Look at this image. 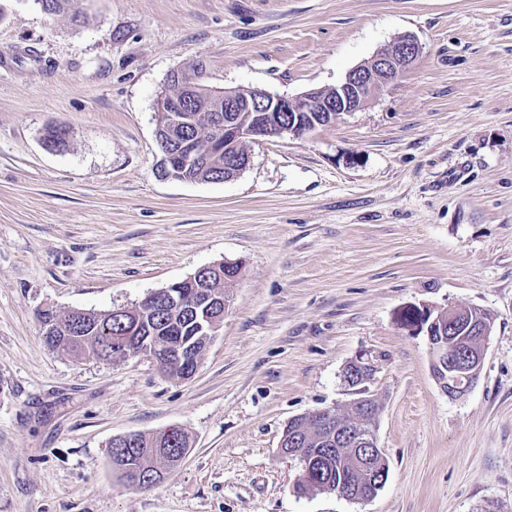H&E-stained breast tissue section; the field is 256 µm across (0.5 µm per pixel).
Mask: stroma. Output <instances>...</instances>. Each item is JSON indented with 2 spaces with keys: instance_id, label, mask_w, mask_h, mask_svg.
<instances>
[{
  "instance_id": "stroma-1",
  "label": "stroma",
  "mask_w": 512,
  "mask_h": 512,
  "mask_svg": "<svg viewBox=\"0 0 512 512\" xmlns=\"http://www.w3.org/2000/svg\"><path fill=\"white\" fill-rule=\"evenodd\" d=\"M405 34L421 54L363 109L250 144L225 182L159 175L171 73L296 96ZM218 262L240 272L190 378L44 342V310L131 306ZM410 303L493 314L463 399L396 324ZM359 356L386 483L298 491L284 428L344 409ZM170 428L181 463L120 482L113 437ZM0 512H512V0H0Z\"/></svg>"
}]
</instances>
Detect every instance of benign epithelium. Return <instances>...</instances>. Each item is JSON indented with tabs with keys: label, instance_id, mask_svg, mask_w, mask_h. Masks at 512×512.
Masks as SVG:
<instances>
[{
	"label": "benign epithelium",
	"instance_id": "obj_1",
	"mask_svg": "<svg viewBox=\"0 0 512 512\" xmlns=\"http://www.w3.org/2000/svg\"><path fill=\"white\" fill-rule=\"evenodd\" d=\"M420 53L417 38L403 35L367 62L348 71L333 87L309 90L298 96L265 89H251L243 95L224 90L214 96L209 111L235 113L234 118L222 126L213 122L207 124L215 131L211 154L224 155V179L239 175L250 165V154L242 151L244 143L299 138L334 123L343 114L361 110L384 88L396 83ZM170 79L178 81L180 93L162 94L157 105V120H166V131L171 133L189 119L198 85L175 73ZM158 142L162 151L159 169L162 176L177 177L176 160L181 157L187 166L200 165L192 142L184 141L176 150L161 138ZM396 322L413 336H426L433 375L441 391L452 400L465 397L480 375L493 319L478 318L468 308L448 306L438 310L426 304H408L398 311ZM436 325L446 326L449 333L457 335L456 349L449 350L442 337L434 334L432 327ZM347 412L357 421L372 425L378 410L371 398L362 396L350 403ZM310 418L323 433L326 443L360 444L370 454L381 453L374 433L363 436L354 432L335 409L314 412Z\"/></svg>",
	"mask_w": 512,
	"mask_h": 512
}]
</instances>
